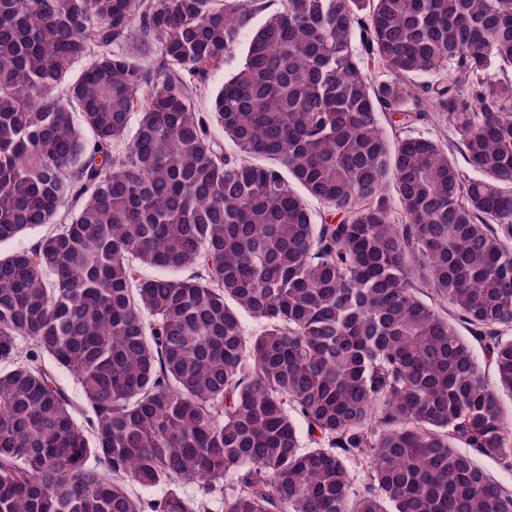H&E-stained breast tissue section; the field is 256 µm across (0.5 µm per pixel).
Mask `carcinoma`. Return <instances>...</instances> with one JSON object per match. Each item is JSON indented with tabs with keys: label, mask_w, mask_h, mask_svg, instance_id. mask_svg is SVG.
Returning a JSON list of instances; mask_svg holds the SVG:
<instances>
[{
	"label": "carcinoma",
	"mask_w": 512,
	"mask_h": 512,
	"mask_svg": "<svg viewBox=\"0 0 512 512\" xmlns=\"http://www.w3.org/2000/svg\"><path fill=\"white\" fill-rule=\"evenodd\" d=\"M265 9L0 0V512H512V0ZM405 131L403 135H418L422 134L424 136H431L436 138L443 143H448V147L453 152L455 159L461 167L468 168V165L465 163L464 158L461 152L453 145V141L448 135V130L440 125L437 120L434 119L433 114H430V119L421 121L410 128L403 130ZM58 224L36 225L27 229L16 238L0 243V253L9 255L17 251L27 249L33 242L43 237ZM46 366L54 373L57 383L66 391L72 401L78 406H82L83 397L74 377L66 370L55 367L49 360H46Z\"/></svg>",
	"instance_id": "obj_1"
}]
</instances>
